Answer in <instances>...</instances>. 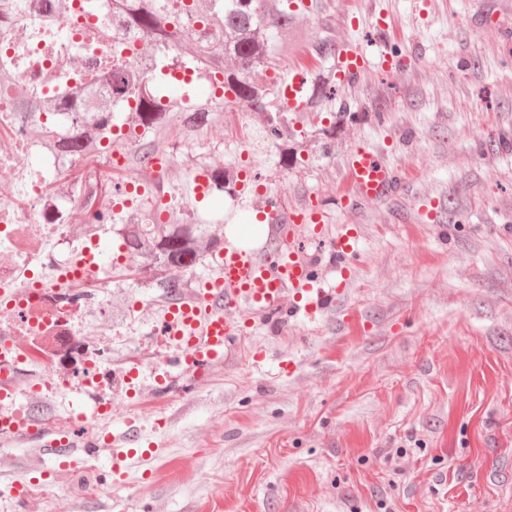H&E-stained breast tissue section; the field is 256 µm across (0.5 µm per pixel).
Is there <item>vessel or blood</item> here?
I'll return each mask as SVG.
<instances>
[{
	"label": "vessel or blood",
	"mask_w": 512,
	"mask_h": 512,
	"mask_svg": "<svg viewBox=\"0 0 512 512\" xmlns=\"http://www.w3.org/2000/svg\"><path fill=\"white\" fill-rule=\"evenodd\" d=\"M363 50L339 49L334 63L339 81L353 79L367 65ZM305 74L289 73L285 83L289 110L303 111L308 103ZM343 188L337 191L335 205L351 213L364 204L387 201L401 186L400 175L371 146L361 143L346 153L343 161ZM326 213L322 207L297 210L288 216L289 230H303V238L324 242L336 271L335 284L329 285L314 273L311 256L299 245L300 239L281 236L272 239L270 257H259L234 247L219 254L212 276L201 288L174 302L173 311L165 322L162 342L172 349L167 369L157 373L159 387L168 388L171 370L195 377L203 376L213 363L223 360L234 339L244 332L237 320L227 318V311L244 308L272 311L288 307L291 312L314 318L333 306L350 276V261L357 252L358 234L355 225H343L336 237L325 234ZM13 344L10 337L0 338V401H14L16 376L4 352ZM140 416L126 419L127 431L118 437L103 433L83 444L85 457H93L99 448L112 449L114 471L124 470L132 460L147 459L152 448L141 445ZM27 437L43 448L56 468L72 467L75 446L68 432L61 427L39 423L29 415L0 413V439Z\"/></svg>",
	"instance_id": "vessel-or-blood-1"
}]
</instances>
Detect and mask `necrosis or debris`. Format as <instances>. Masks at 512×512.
Wrapping results in <instances>:
<instances>
[{"label":"necrosis or debris","mask_w":512,"mask_h":512,"mask_svg":"<svg viewBox=\"0 0 512 512\" xmlns=\"http://www.w3.org/2000/svg\"><path fill=\"white\" fill-rule=\"evenodd\" d=\"M111 13L112 0H68L56 25L45 0H8L0 9V71L11 75L0 81V173L9 174L15 186L14 198L0 200V336L26 337L15 357L19 368L40 370L44 393L110 371L107 351L90 346L85 325L92 318L111 328L112 308L80 286L100 274L82 264L96 241L74 231L72 193L55 195L47 187L71 161L28 137L31 116L16 88L66 103L89 88L76 81V72L111 73L115 45H122L124 57L145 61L137 32L113 28L99 36L98 22ZM61 27L69 31L68 40L59 38Z\"/></svg>","instance_id":"4bbe7bcc"}]
</instances>
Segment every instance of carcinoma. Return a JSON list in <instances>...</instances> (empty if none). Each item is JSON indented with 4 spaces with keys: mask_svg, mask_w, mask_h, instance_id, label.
<instances>
[{
    "mask_svg": "<svg viewBox=\"0 0 512 512\" xmlns=\"http://www.w3.org/2000/svg\"><path fill=\"white\" fill-rule=\"evenodd\" d=\"M324 10V0H189L187 4L183 0H138L132 11L119 3L112 18L127 19L149 38L147 52L153 57V71L140 72L133 63H126L113 74L110 92L98 97L90 108L79 102L67 105V110L75 114L67 127H55V102L33 95L26 100L30 111L46 116L45 122L34 125L33 135L53 131L58 136L54 145L85 161L81 169L72 166L67 174L68 183L91 187V192L72 201L84 216L85 227L108 212L123 173L131 167L138 171L137 177L146 186L148 196L156 202L174 189L184 195L193 192L195 183L175 181L167 173L174 158L162 132L174 128L188 142L206 137L214 129L224 128V112L234 104L245 105L263 117V133L278 149L280 163L288 165L292 152L288 148V108L280 103L278 90L267 82L264 73L269 69L282 74L293 70L290 59L298 40L299 16ZM172 16L180 18L185 26L200 20L216 34L198 32L193 47L186 49L164 28ZM325 30L326 35L314 45V51L323 59L333 60L336 41L331 36V24H325ZM175 70H192L195 77L190 82L177 81L172 77ZM216 73L223 77L218 89L232 94L233 99L216 95L218 89L210 90L202 101L190 96L198 81H206ZM307 80V111H325L328 95L336 92L333 66L308 71ZM130 100L137 105L132 114L125 111ZM125 124L144 129L134 147H127L126 138L113 134L109 135V144L100 147L98 131L119 130ZM111 152L124 155L127 163L122 167H101L99 157ZM209 182V189L196 206H206L226 193L232 203L218 223H232L238 216L233 204L237 192L216 178H209ZM210 224V220L173 208L168 211L167 221L153 225V237L145 240L136 233L130 234L129 249L149 260L148 266L159 277L160 287L166 289L169 298L177 299L184 296L188 284L172 280L166 273L199 263L203 244L215 241L208 235Z\"/></svg>",
    "mask_w": 512,
    "mask_h": 512,
    "instance_id": "carcinoma-1",
    "label": "carcinoma"
}]
</instances>
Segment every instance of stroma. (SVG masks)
<instances>
[{
	"instance_id": "35a3bbf8",
	"label": "stroma",
	"mask_w": 512,
	"mask_h": 512,
	"mask_svg": "<svg viewBox=\"0 0 512 512\" xmlns=\"http://www.w3.org/2000/svg\"><path fill=\"white\" fill-rule=\"evenodd\" d=\"M300 19L295 62L317 66L311 45L332 22L337 46L400 53L336 91L347 117L293 112L295 159L254 147L240 106L223 136L193 145L208 160L248 152L263 192L236 201L249 212L265 192L284 210L327 205L329 229L346 219L332 201L347 151L364 142L404 175L391 200L362 206L358 255L341 298L366 321L342 331L335 311L308 321L280 311L255 318L206 378L172 389L154 381L164 351L156 302L166 295L146 261L113 274L116 314L106 345L112 371L140 368L127 398L112 388V415L76 427L75 440L118 434L141 417L150 460L114 483L106 462L52 472L34 442L0 445V512H512V0H326ZM389 25L372 27L376 11ZM383 102L381 112L371 111ZM139 304L136 321L124 307ZM25 503L12 486L40 476Z\"/></svg>"
}]
</instances>
